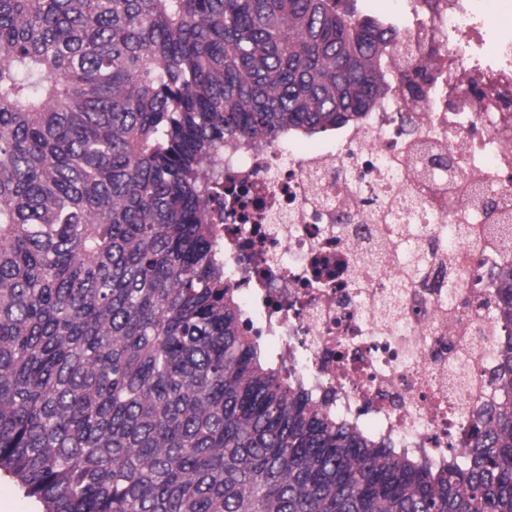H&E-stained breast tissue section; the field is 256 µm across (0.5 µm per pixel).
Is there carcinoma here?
I'll list each match as a JSON object with an SVG mask.
<instances>
[{
	"label": "carcinoma",
	"instance_id": "1",
	"mask_svg": "<svg viewBox=\"0 0 512 512\" xmlns=\"http://www.w3.org/2000/svg\"><path fill=\"white\" fill-rule=\"evenodd\" d=\"M398 41L360 0H0V471L43 512H512V340L469 460L421 462L267 356L215 248L224 145L367 111Z\"/></svg>",
	"mask_w": 512,
	"mask_h": 512
}]
</instances>
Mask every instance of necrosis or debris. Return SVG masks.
Segmentation results:
<instances>
[{"label": "necrosis or debris", "mask_w": 512, "mask_h": 512, "mask_svg": "<svg viewBox=\"0 0 512 512\" xmlns=\"http://www.w3.org/2000/svg\"><path fill=\"white\" fill-rule=\"evenodd\" d=\"M396 0L424 60L419 99L379 98L352 120L276 145L229 144L214 166L244 190L216 225L243 310L319 403L367 435L466 463L473 411L497 399L493 297L512 256V38L484 0ZM314 138L318 150L294 147ZM456 246H449V237Z\"/></svg>", "instance_id": "1"}]
</instances>
